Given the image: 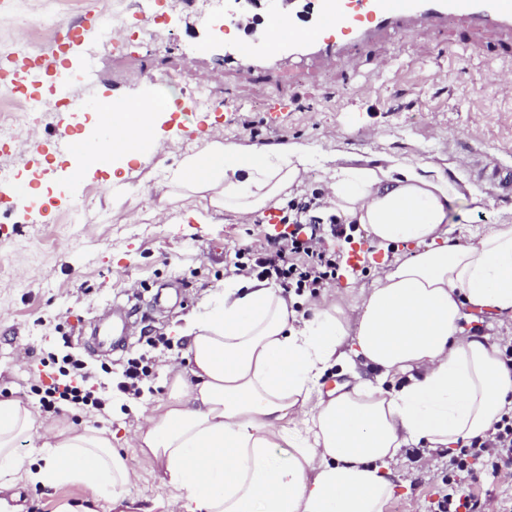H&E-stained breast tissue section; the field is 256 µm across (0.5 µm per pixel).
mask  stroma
Wrapping results in <instances>:
<instances>
[{
  "label": "stroma",
  "instance_id": "obj_1",
  "mask_svg": "<svg viewBox=\"0 0 512 512\" xmlns=\"http://www.w3.org/2000/svg\"><path fill=\"white\" fill-rule=\"evenodd\" d=\"M165 29L143 43L134 35L138 0H54L61 23L86 13L118 11L126 25L112 67L80 89L74 112L45 113L36 138L19 135L0 146V167L14 170L24 192L50 190L48 210H0V399L40 409V389L59 375L55 357L73 354L97 381L115 383L128 359L150 358L152 376L140 398L113 391L106 414L60 406L65 425L111 434L134 472L127 500L97 501L95 512H167L173 494L159 466L132 448L140 409L169 393L167 367L190 371L186 344L177 332L185 316L202 312L224 295L235 250L257 247L283 233L296 203H317L334 158L346 165L424 160L438 167L457 195L448 213L451 243L467 244L491 225L512 222V193L480 176L481 169H512V56L493 58L480 49L450 44L431 31L389 39L382 53L398 66L379 73L366 54L336 73L310 69L295 77L280 65L269 80L254 83L225 67L220 46L238 33L219 22L198 27L199 13L185 0H159ZM208 83L210 107L193 106L199 83ZM162 97L177 103L159 114L155 140L137 157L119 158L82 179L71 178L72 146L85 136L80 115L107 99L134 102ZM252 121L245 130L244 121ZM246 146L299 144L313 163L291 194L290 205L242 220L213 215L209 223H185L195 198H177L167 175L203 134ZM343 263L318 296L302 295L299 313L311 316L322 298L343 290L357 303L382 263L412 256L409 248L379 249L364 231L343 244ZM122 313L128 331L114 350L93 347L94 327ZM149 336L169 347L146 346ZM450 449H403L390 466L395 493L385 512H435L446 488ZM25 512H60L91 498L89 489L42 487L15 473Z\"/></svg>",
  "mask_w": 512,
  "mask_h": 512
}]
</instances>
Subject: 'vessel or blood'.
<instances>
[{
  "label": "vessel or blood",
  "mask_w": 512,
  "mask_h": 512,
  "mask_svg": "<svg viewBox=\"0 0 512 512\" xmlns=\"http://www.w3.org/2000/svg\"><path fill=\"white\" fill-rule=\"evenodd\" d=\"M253 8V0H224L225 24L244 33L243 39L225 45L224 64L256 82L284 60H308L333 72L356 51L375 54L376 65L387 68L391 61L377 55V47L394 34L419 30L451 33L460 45L490 33L489 54H512V0H278L261 16ZM284 20L292 23V31L272 38V29ZM96 27L93 14L66 26L57 42L59 52L76 54ZM45 64L42 58L23 65L0 55V84L26 92Z\"/></svg>",
  "instance_id": "obj_1"
}]
</instances>
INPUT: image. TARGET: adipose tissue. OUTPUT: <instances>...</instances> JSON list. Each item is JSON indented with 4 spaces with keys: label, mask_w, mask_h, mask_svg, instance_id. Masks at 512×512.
<instances>
[{
    "label": "adipose tissue",
    "mask_w": 512,
    "mask_h": 512,
    "mask_svg": "<svg viewBox=\"0 0 512 512\" xmlns=\"http://www.w3.org/2000/svg\"><path fill=\"white\" fill-rule=\"evenodd\" d=\"M158 105L99 106L106 135L74 145L76 173L132 155L154 135ZM311 164L297 145L205 141L171 169V186L204 200L189 220L249 217L284 203ZM456 189L420 164L332 168L321 198L337 223L359 225L380 248L414 247L360 289V311L336 300L300 318L266 279L229 278L218 306L189 316L194 383L169 367L166 401L140 415L134 445L163 470L171 512H384L402 449L469 444L512 408V370L488 337L466 333L469 313L512 316V222L465 245L448 241ZM354 354L375 373L350 390L322 391ZM38 439L33 467L21 442ZM79 485L125 500L132 473L111 435L64 426L0 400V512H22L7 476Z\"/></svg>",
    "instance_id": "1"
}]
</instances>
